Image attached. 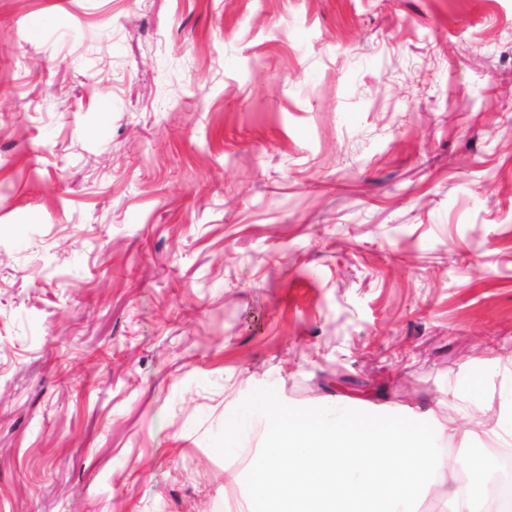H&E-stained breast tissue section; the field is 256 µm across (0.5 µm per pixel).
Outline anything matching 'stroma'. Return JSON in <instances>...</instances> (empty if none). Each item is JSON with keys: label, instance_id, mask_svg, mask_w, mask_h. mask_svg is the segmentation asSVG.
<instances>
[{"label": "stroma", "instance_id": "35a3bbf8", "mask_svg": "<svg viewBox=\"0 0 512 512\" xmlns=\"http://www.w3.org/2000/svg\"><path fill=\"white\" fill-rule=\"evenodd\" d=\"M490 361L512 0H0V512H245L254 389L461 422Z\"/></svg>", "mask_w": 512, "mask_h": 512}]
</instances>
